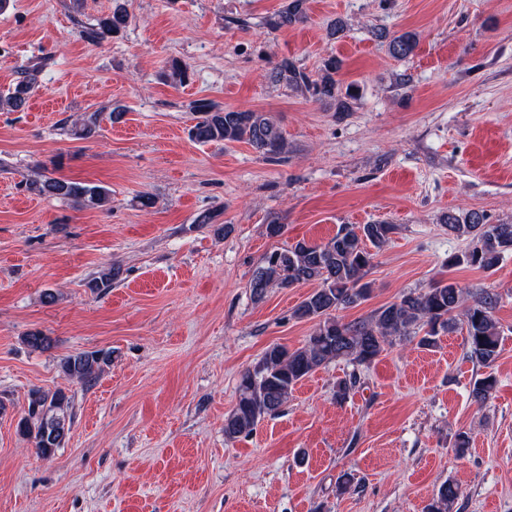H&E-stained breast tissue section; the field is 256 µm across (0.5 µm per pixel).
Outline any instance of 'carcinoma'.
Segmentation results:
<instances>
[{"label":"carcinoma","instance_id":"carcinoma-1","mask_svg":"<svg viewBox=\"0 0 512 512\" xmlns=\"http://www.w3.org/2000/svg\"><path fill=\"white\" fill-rule=\"evenodd\" d=\"M305 0H288L269 25L274 29L287 27L304 17ZM130 15L123 4L102 17L93 31V38L102 39L124 30ZM374 36L388 42L391 55L398 59L411 56L417 39L413 32L402 34L378 29ZM340 62L327 59L319 78L313 79L289 59L277 62L269 72L275 83H284L305 96L319 100L336 101V109L348 111V99L353 97V86L341 92L335 75ZM42 71L32 65L25 71L6 95H0V105L22 110L30 94L38 86ZM197 122L190 136L197 142H244L268 159H278L287 151V143L277 121L267 112L230 110L209 103L194 105ZM99 127V113L94 111L74 122L70 135L77 139L92 137ZM39 195L59 200L74 201L86 208H103L110 199L109 191L100 185L73 181L62 177L45 176L29 184ZM448 230L471 240L472 246L452 259L454 265H468L490 269L497 265L504 253L512 251V222L488 224L484 214L470 211L464 215L448 214L444 218ZM395 230L385 223L343 224L336 235L320 244L298 241L286 248H277L264 255L256 269L249 288L254 300L264 298L273 287L289 288L295 284L316 283L314 289L293 312L301 320H317L313 333L304 345L290 350L281 345L268 347L258 365L242 373L238 385V401L224 418V436L236 439L252 433L267 416L276 414L292 396L303 379L319 367L336 359H346L352 365L368 366L384 351L393 339L411 340L425 330L419 344L437 345V336L453 327L452 313L460 306L463 289L448 280H439L424 291L402 294L395 302L374 310L368 317L343 322L333 312L354 307L364 301L371 291V282L365 280L374 254L381 249ZM120 268L112 266L94 279L92 287L106 291L119 277ZM496 296L488 292L476 294L463 314L469 357L485 368H491L500 356V326L493 316ZM33 350L51 347V338L36 331L24 337ZM112 361V352L103 350L80 351L62 359V372L85 385L93 384ZM497 379L489 372L474 381L471 396L485 401L494 391ZM69 398L62 391L52 394L34 389L29 394L28 407L18 423L19 433L32 440L37 453L50 458L63 446L71 427ZM458 488L448 482L442 484L426 512H451L458 499Z\"/></svg>","mask_w":512,"mask_h":512}]
</instances>
